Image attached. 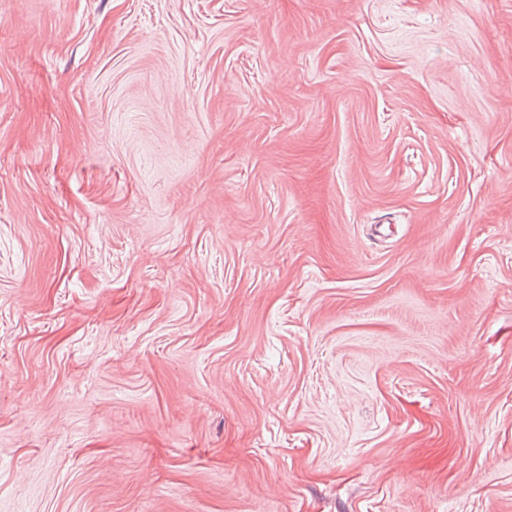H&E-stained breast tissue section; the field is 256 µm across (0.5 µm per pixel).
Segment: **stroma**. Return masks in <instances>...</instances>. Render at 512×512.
Segmentation results:
<instances>
[{
    "label": "stroma",
    "mask_w": 512,
    "mask_h": 512,
    "mask_svg": "<svg viewBox=\"0 0 512 512\" xmlns=\"http://www.w3.org/2000/svg\"><path fill=\"white\" fill-rule=\"evenodd\" d=\"M0 512H512V0H0Z\"/></svg>",
    "instance_id": "35a3bbf8"
}]
</instances>
